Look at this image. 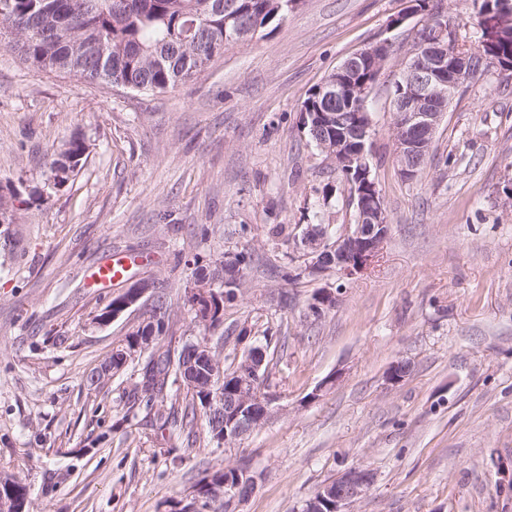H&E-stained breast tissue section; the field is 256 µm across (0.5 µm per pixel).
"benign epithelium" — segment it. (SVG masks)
I'll list each match as a JSON object with an SVG mask.
<instances>
[{
  "label": "benign epithelium",
  "instance_id": "benign-epithelium-1",
  "mask_svg": "<svg viewBox=\"0 0 512 512\" xmlns=\"http://www.w3.org/2000/svg\"><path fill=\"white\" fill-rule=\"evenodd\" d=\"M477 6L478 22L486 31L485 41L492 43L503 37V31L512 28V13L500 11L490 14ZM438 34L433 39L420 41L413 51L414 58L405 63L402 77L407 91L393 102L399 113L393 129L394 159L405 178L416 176L419 161L426 145L433 139L446 114V104L458 87L470 76L466 60L456 56L455 35L448 34V18L436 17ZM387 43L370 44L345 59L336 68V78L320 90L325 105L333 111L324 113L326 121L319 129L318 142L329 153L330 160L339 169L359 170L365 179L359 197L358 223L348 224L336 233L330 242L307 226L300 236L297 248L305 260L303 272L311 276L334 273L351 278L367 270L379 256L388 239L391 224L382 195L369 181L370 163L367 144L371 137V118L367 113V86L352 93L351 76L363 65L381 71L387 59ZM360 112L362 120L349 126L342 113L348 109ZM154 284L142 279L116 296L115 303L96 317V323L105 324L136 305ZM214 347L206 344L204 352L197 353L185 366L187 381L202 391L206 411L215 408L224 413V446L233 447L257 428L269 421L276 407V398L254 391L252 377L265 366V346L257 345L248 351L238 364L236 379L224 393L215 391L223 381V363L213 355ZM411 372V363L400 360L392 363L387 379L392 384L403 381ZM234 476L224 478V484L210 486L209 491L195 496L189 512H208L213 502L222 501L226 512H236L237 506L248 500L240 494L247 486L254 490L258 475L247 468L232 466L225 471ZM373 482V474L363 467H351L322 485L305 503L304 512H346V506L362 498Z\"/></svg>",
  "mask_w": 512,
  "mask_h": 512
}]
</instances>
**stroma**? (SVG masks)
Here are the masks:
<instances>
[{"label":"stroma","mask_w":512,"mask_h":512,"mask_svg":"<svg viewBox=\"0 0 512 512\" xmlns=\"http://www.w3.org/2000/svg\"><path fill=\"white\" fill-rule=\"evenodd\" d=\"M409 0H300L278 28L228 48L164 93L31 70L0 46V473L27 487L26 512H170L205 471L260 473L240 512H298L352 466L374 474L349 512H512V68L491 66L452 98L416 179L400 177L392 92L424 14ZM477 47L472 0H430ZM406 21L388 22L398 14ZM388 41L369 94L372 172L391 233L367 273L303 274L295 237L323 204L355 220L333 164L300 109L346 58ZM88 150L62 187L49 163L73 138ZM456 154V165L442 163ZM42 198L30 197L32 188ZM283 225L282 236L269 234ZM251 255L249 287L224 310L233 369L270 337L266 385L279 412L216 448L130 412L131 372L91 383L112 345L170 306L161 344L204 334L184 289L198 268ZM134 264L107 288L105 259ZM300 270L286 281L284 268ZM156 281L104 326L93 319L135 280ZM338 302L320 321L322 288ZM410 360L398 384L386 373Z\"/></svg>","instance_id":"1"}]
</instances>
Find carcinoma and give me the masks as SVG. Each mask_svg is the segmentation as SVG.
I'll use <instances>...</instances> for the list:
<instances>
[{
	"instance_id": "carcinoma-1",
	"label": "carcinoma",
	"mask_w": 512,
	"mask_h": 512,
	"mask_svg": "<svg viewBox=\"0 0 512 512\" xmlns=\"http://www.w3.org/2000/svg\"><path fill=\"white\" fill-rule=\"evenodd\" d=\"M284 0H11L0 12V45L38 72L68 74L91 83L134 91L166 93L188 82L202 67L231 46L251 40L257 32L285 19ZM470 54L473 74L492 64L512 66V38L491 48H463ZM317 91L301 106L306 130L317 124ZM251 256L245 251L208 271L194 274L219 285L222 304L234 303L244 289ZM197 320L211 332L224 324V309L200 308ZM158 318L149 361L129 394L145 403L153 418L164 423L169 415L154 409L166 389L181 383L188 399L186 425L197 418L195 393L184 382L181 366L187 350L207 341L184 344L176 354L158 345L168 329L170 313L163 302L151 311ZM204 431L214 441L224 416L203 413Z\"/></svg>"
}]
</instances>
